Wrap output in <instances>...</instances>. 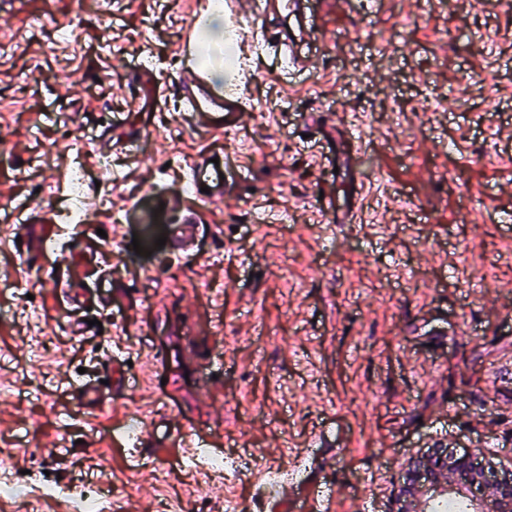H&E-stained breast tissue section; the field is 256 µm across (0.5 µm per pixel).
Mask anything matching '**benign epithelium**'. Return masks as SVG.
<instances>
[{"label":"benign epithelium","mask_w":512,"mask_h":512,"mask_svg":"<svg viewBox=\"0 0 512 512\" xmlns=\"http://www.w3.org/2000/svg\"><path fill=\"white\" fill-rule=\"evenodd\" d=\"M486 484L494 489L493 512H512V474L491 480L470 455L440 450L408 461L405 480L398 490L397 512H408L409 506L418 512H431V502L443 496L465 499L469 512H486L483 502L473 495L474 488Z\"/></svg>","instance_id":"benign-epithelium-1"}]
</instances>
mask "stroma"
<instances>
[{"label":"stroma","mask_w":512,"mask_h":512,"mask_svg":"<svg viewBox=\"0 0 512 512\" xmlns=\"http://www.w3.org/2000/svg\"><path fill=\"white\" fill-rule=\"evenodd\" d=\"M194 0H0V512H48L43 489L104 478L129 512H256L248 480L210 478L178 447L118 449L136 415L179 411L249 464L300 465L315 430L335 434L330 512H394L409 458L438 442L512 468V0H325V47L287 68L248 17L255 48L236 88L253 109L237 130L196 127L179 105L181 45ZM365 143L355 168L299 116L329 99ZM212 151L252 178L227 202L180 195L183 170ZM119 157L84 199L92 226L59 236L54 204L77 154ZM359 211L324 238L313 198ZM198 216L192 254L161 266L182 210ZM62 237L31 251L18 226ZM144 252L136 254L134 243ZM86 287L112 276L111 305L80 313L37 281L40 267ZM101 332L77 338L68 320ZM448 324L428 336L432 320ZM138 386L80 409L73 380H104L113 357ZM164 387L168 407L154 393ZM53 454L54 465L44 458Z\"/></svg>","instance_id":"1"}]
</instances>
